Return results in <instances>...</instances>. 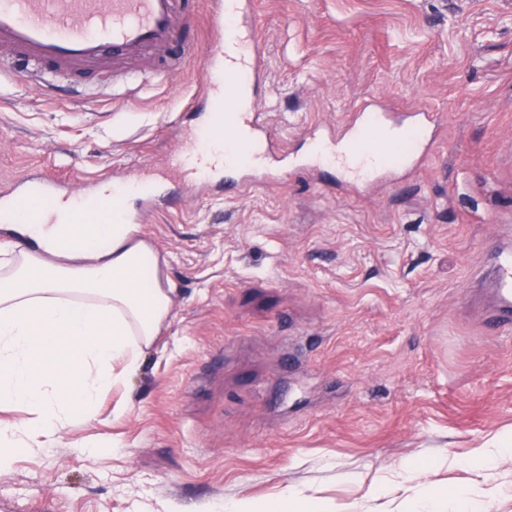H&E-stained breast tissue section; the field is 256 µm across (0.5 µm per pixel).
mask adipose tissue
Masks as SVG:
<instances>
[{
  "label": "adipose tissue",
  "instance_id": "ef3b65f1",
  "mask_svg": "<svg viewBox=\"0 0 512 512\" xmlns=\"http://www.w3.org/2000/svg\"><path fill=\"white\" fill-rule=\"evenodd\" d=\"M101 204L39 223L7 225L0 243V469L35 448L62 442L95 421L102 394L136 372L171 314L167 261L119 211L100 219ZM73 385H65V378ZM402 482L417 495L395 512H484L492 489L476 482L448 499L428 469L405 460Z\"/></svg>",
  "mask_w": 512,
  "mask_h": 512
}]
</instances>
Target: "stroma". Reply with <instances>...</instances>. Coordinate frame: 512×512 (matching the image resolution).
I'll return each instance as SVG.
<instances>
[{
    "mask_svg": "<svg viewBox=\"0 0 512 512\" xmlns=\"http://www.w3.org/2000/svg\"><path fill=\"white\" fill-rule=\"evenodd\" d=\"M267 82L288 133L283 177L195 199L175 182L143 236L166 255L171 321L95 421L0 471V512H203L294 489L345 506L404 459L457 498L467 461L512 431V334L479 293L512 225V0H254ZM202 63L69 73L89 104L0 85V191L31 169L71 181L163 168L202 121ZM443 115L434 156L356 192L295 161L304 133L362 100ZM109 438L112 451L87 444ZM358 473L363 484L345 483Z\"/></svg>",
    "mask_w": 512,
    "mask_h": 512,
    "instance_id": "obj_1",
    "label": "stroma"
}]
</instances>
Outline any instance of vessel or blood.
<instances>
[{
    "label": "vessel or blood",
    "mask_w": 512,
    "mask_h": 512,
    "mask_svg": "<svg viewBox=\"0 0 512 512\" xmlns=\"http://www.w3.org/2000/svg\"><path fill=\"white\" fill-rule=\"evenodd\" d=\"M187 5L188 0H0V79L33 82L49 93L61 72L103 71L187 51ZM210 21L220 41L202 52V93L223 104L224 120L187 131L160 176L191 194L218 182L245 193L277 180L269 159L283 151L282 135L253 102L265 70L250 0H213ZM438 126V113L382 112L367 100L335 131H307L304 167L333 165L347 186L372 187L425 162ZM138 194L139 208L123 213L132 224L146 223L157 206L149 184ZM33 196L50 206L79 202L61 177L30 172L0 196V222L18 223L21 202ZM492 260L487 325L507 334L512 332V248L496 250Z\"/></svg>",
    "instance_id": "obj_1"
}]
</instances>
